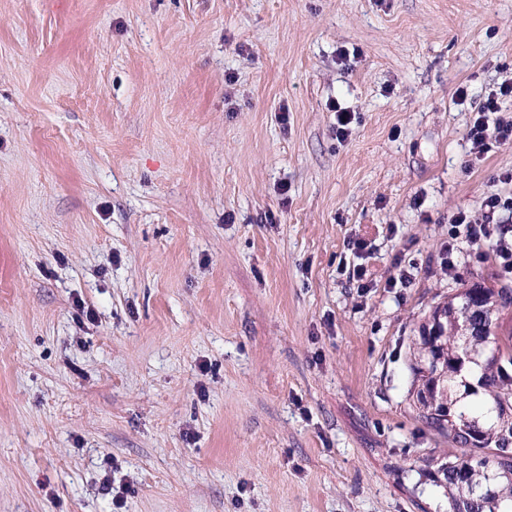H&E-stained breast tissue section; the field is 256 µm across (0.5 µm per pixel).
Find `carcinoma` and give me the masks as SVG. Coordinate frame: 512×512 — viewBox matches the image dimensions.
I'll use <instances>...</instances> for the list:
<instances>
[{"instance_id":"obj_1","label":"carcinoma","mask_w":512,"mask_h":512,"mask_svg":"<svg viewBox=\"0 0 512 512\" xmlns=\"http://www.w3.org/2000/svg\"><path fill=\"white\" fill-rule=\"evenodd\" d=\"M512 288H462L438 305L442 338H422L413 352L418 417L455 445L438 462L448 484V512H512ZM471 343L491 340V355L462 361L463 331Z\"/></svg>"}]
</instances>
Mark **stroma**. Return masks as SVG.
<instances>
[{"instance_id":"obj_1","label":"stroma","mask_w":512,"mask_h":512,"mask_svg":"<svg viewBox=\"0 0 512 512\" xmlns=\"http://www.w3.org/2000/svg\"><path fill=\"white\" fill-rule=\"evenodd\" d=\"M505 81L512 0H0V512H448L411 348L506 284L441 263ZM509 101L512 102L511 81L503 82L496 90L488 92L476 107L467 138L479 156L497 144L512 141V120L499 115L508 111L505 105Z\"/></svg>"}]
</instances>
